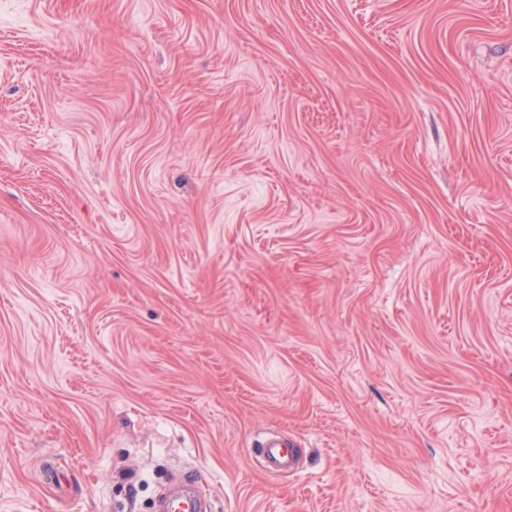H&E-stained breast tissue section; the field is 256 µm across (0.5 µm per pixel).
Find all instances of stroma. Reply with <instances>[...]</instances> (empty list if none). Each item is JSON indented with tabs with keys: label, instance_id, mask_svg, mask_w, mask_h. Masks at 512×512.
I'll return each instance as SVG.
<instances>
[{
	"label": "stroma",
	"instance_id": "1",
	"mask_svg": "<svg viewBox=\"0 0 512 512\" xmlns=\"http://www.w3.org/2000/svg\"><path fill=\"white\" fill-rule=\"evenodd\" d=\"M189 472L512 512V0H0V512Z\"/></svg>",
	"mask_w": 512,
	"mask_h": 512
}]
</instances>
